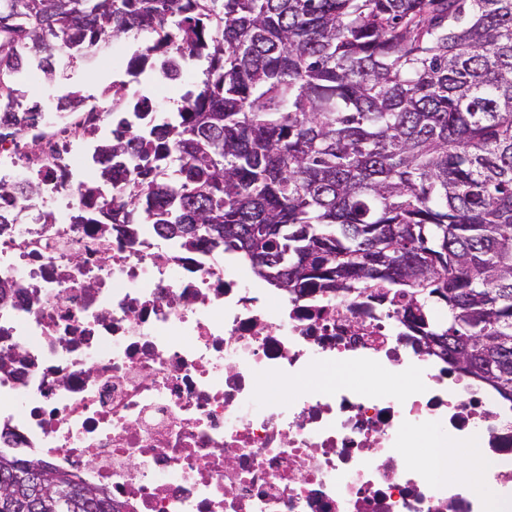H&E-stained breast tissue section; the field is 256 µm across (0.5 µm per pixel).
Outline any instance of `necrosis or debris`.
Masks as SVG:
<instances>
[{
	"label": "necrosis or debris",
	"instance_id": "1",
	"mask_svg": "<svg viewBox=\"0 0 512 512\" xmlns=\"http://www.w3.org/2000/svg\"><path fill=\"white\" fill-rule=\"evenodd\" d=\"M112 76L148 121L192 78L174 57L145 84L125 53ZM39 106L0 138V184L20 190L0 223L1 454L78 475L114 512H512V407L417 351L393 307L275 298L207 246L114 229L136 169L111 172L100 96ZM272 376L308 385L269 397ZM452 441L484 449L495 501L449 478Z\"/></svg>",
	"mask_w": 512,
	"mask_h": 512
}]
</instances>
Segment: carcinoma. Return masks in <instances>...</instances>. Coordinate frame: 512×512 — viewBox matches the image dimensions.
<instances>
[{"instance_id":"obj_1","label":"carcinoma","mask_w":512,"mask_h":512,"mask_svg":"<svg viewBox=\"0 0 512 512\" xmlns=\"http://www.w3.org/2000/svg\"><path fill=\"white\" fill-rule=\"evenodd\" d=\"M147 28L144 61L207 67L186 110H112L115 167L134 139L141 176L112 223L234 254L295 298L414 308L428 355L512 404V0H0V95ZM5 484L0 512H112L39 460L0 454Z\"/></svg>"}]
</instances>
